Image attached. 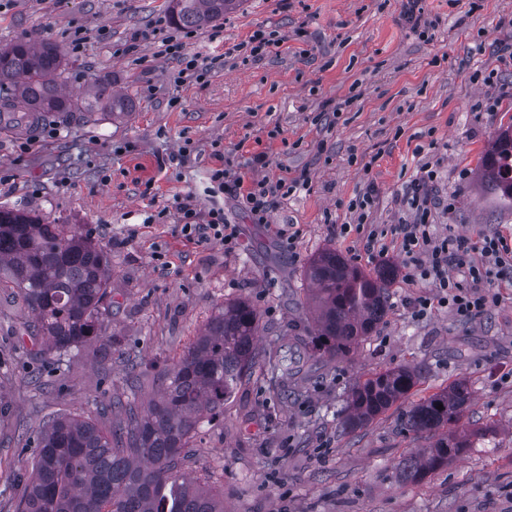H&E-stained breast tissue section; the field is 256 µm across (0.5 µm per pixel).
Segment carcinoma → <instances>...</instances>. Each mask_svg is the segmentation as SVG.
<instances>
[{"label":"carcinoma","mask_w":512,"mask_h":512,"mask_svg":"<svg viewBox=\"0 0 512 512\" xmlns=\"http://www.w3.org/2000/svg\"><path fill=\"white\" fill-rule=\"evenodd\" d=\"M233 0H172L177 27L200 28L224 18ZM64 56L57 46L19 38L0 47V87L17 91L26 111L122 112L129 101L98 82L81 104L60 92ZM486 188L512 210V127L501 129L481 166ZM393 264L366 273L332 248L307 263L314 312L313 356L350 355L378 329L390 307ZM112 262L91 234L71 224H46L23 209L0 208V288H14L32 314L30 333L46 337V353L62 355L106 340L107 299ZM256 309L246 300L224 305L194 345L166 372L159 398L146 410L122 406L125 420L106 430L80 414L53 418L37 437L21 512H224L218 494L181 474L185 448L204 416H215L224 401L267 365L283 376L294 361L268 356L255 343ZM420 373L408 366L379 371L348 392L341 427L354 432L405 400ZM472 384L455 379L403 415L404 428L432 442L422 455L406 458L401 475L420 481L472 447L450 426L470 406ZM443 408H438V405Z\"/></svg>","instance_id":"obj_1"}]
</instances>
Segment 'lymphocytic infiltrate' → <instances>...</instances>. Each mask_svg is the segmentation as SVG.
Here are the masks:
<instances>
[{
	"label": "lymphocytic infiltrate",
	"instance_id": "1",
	"mask_svg": "<svg viewBox=\"0 0 512 512\" xmlns=\"http://www.w3.org/2000/svg\"><path fill=\"white\" fill-rule=\"evenodd\" d=\"M211 180L219 191L229 193L237 204L247 211L253 223L266 224L277 198L307 188L310 178L307 172L290 180L276 181L264 178L245 181L238 165L229 157H221L218 167L212 169ZM436 174L424 169L422 175L412 180L400 198L402 207L412 211L413 220H401L393 228L396 247L414 265L420 279L434 288V297L421 296L412 304L415 317H423L432 304L438 303L452 309L458 316L473 318L483 314L496 300L494 294L480 290L479 285L495 277H501L512 269V245L500 235L483 237L471 242L466 237L435 239L430 231V216L438 204L434 194ZM378 198L374 184H367L365 191L349 203L357 212L356 225H343V232H356L366 250L378 248L384 234L377 225L368 223L367 217ZM175 209L180 216V234L197 243L221 242L225 250H235L239 244L236 225L230 224L220 208L208 212L197 210L192 196L177 199ZM458 264L472 282L463 287L448 273L450 264Z\"/></svg>",
	"mask_w": 512,
	"mask_h": 512
}]
</instances>
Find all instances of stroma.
Here are the masks:
<instances>
[{
	"label": "stroma",
	"instance_id": "stroma-1",
	"mask_svg": "<svg viewBox=\"0 0 512 512\" xmlns=\"http://www.w3.org/2000/svg\"><path fill=\"white\" fill-rule=\"evenodd\" d=\"M422 6L436 23L429 42L404 23L401 0H241L190 32L172 25L170 0H0V46L21 37L53 43L68 61L73 99L107 80L134 112L101 125L50 116L28 138L0 140V206L89 229L112 260L106 351L92 343L45 355L22 331L27 311L0 290V512H18L47 421L98 417L100 403L117 399L147 405L212 315L239 299L258 313L260 348L286 344L301 359L288 379L256 369L187 448L185 470L223 495L224 512H512V279L489 283L497 300L479 317L436 304L417 320L409 303L432 295L428 282L396 247L371 253L340 231L355 223L348 203L369 180L379 191L369 221L392 231L406 183L428 167L449 204L431 217L436 238L512 236V213L478 176L498 128L512 124V97L501 93L512 86L504 59L512 0ZM260 28L284 36L279 55L241 64L232 47ZM166 35L184 38L211 66L206 83H174L178 65L160 52ZM50 128L56 138H47ZM274 128L280 138L268 139ZM188 141L194 154L172 164ZM217 150L236 154L250 178L308 171L309 188L278 198L271 214L298 230L295 252L217 191ZM261 152L267 166L253 167ZM354 155L370 162L369 173L351 164ZM187 195L198 209H224L239 249L177 233L174 201ZM326 248L367 271L398 268L383 323L345 358L305 354L304 270ZM400 365L422 372L408 399L342 433L349 387ZM459 377L475 399L457 429L491 433L421 482L402 481L403 460L427 446L404 430V412ZM98 419L108 429L122 415Z\"/></svg>",
	"mask_w": 512,
	"mask_h": 512
}]
</instances>
